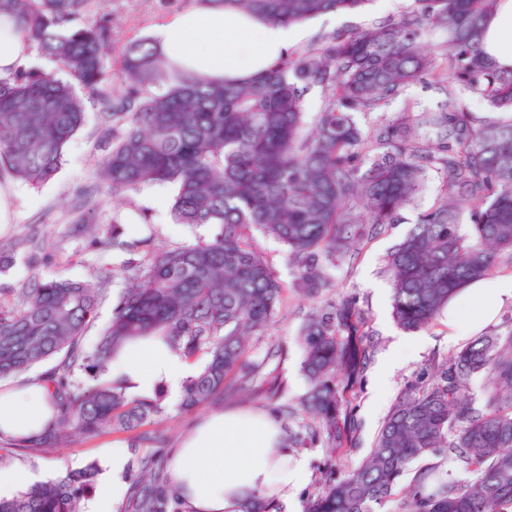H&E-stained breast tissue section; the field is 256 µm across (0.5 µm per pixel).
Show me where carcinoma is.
I'll use <instances>...</instances> for the list:
<instances>
[{
	"label": "carcinoma",
	"instance_id": "obj_1",
	"mask_svg": "<svg viewBox=\"0 0 512 512\" xmlns=\"http://www.w3.org/2000/svg\"><path fill=\"white\" fill-rule=\"evenodd\" d=\"M11 2L30 45L59 62L64 76L29 70L0 79V175L33 186L50 180L88 99L101 111L112 199L172 184L175 223L216 227L209 240L157 252L147 240H122L113 222L102 247L131 255L123 265L127 287L90 350L82 340L103 289L65 277L0 289V380L58 359L48 372L57 425L23 446L28 452L50 453L67 431H134L162 412L160 398L130 399L119 382L101 378L129 340L160 336L186 358L204 359L184 385V411L272 385L249 359L245 337L262 335L277 316L283 285L254 246L253 228L287 246L293 287L316 298L351 241L385 231L428 174H439L436 204L386 258L393 318L407 332L431 326L468 282L493 276L500 253L512 255V119L483 121L462 100L470 94L512 113V69L481 55L498 0H412L399 17L292 51L246 84L185 80L155 60L150 38L110 59L109 19L73 25L88 0ZM231 2L292 26L365 0ZM420 82L444 95L436 109L407 99L387 112ZM314 87L323 107L309 128L304 98ZM361 117L371 118L365 128ZM363 335L351 299L312 311L299 334L308 391L287 410L310 421L288 432V447L336 445V375L362 366L367 349L353 337ZM478 375L485 380L479 400L471 392ZM439 456L463 477L438 475L428 460ZM410 472L401 512H512V329L476 336L430 382L406 387L369 456L339 477L325 473L304 512H379ZM98 475L94 462L68 470L1 498L0 512H85ZM132 512H186L161 457L141 461ZM241 512L279 507L256 492Z\"/></svg>",
	"mask_w": 512,
	"mask_h": 512
}]
</instances>
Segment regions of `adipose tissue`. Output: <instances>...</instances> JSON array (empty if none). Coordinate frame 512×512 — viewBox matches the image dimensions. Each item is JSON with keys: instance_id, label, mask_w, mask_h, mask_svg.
<instances>
[{"instance_id": "ef3b65f1", "label": "adipose tissue", "mask_w": 512, "mask_h": 512, "mask_svg": "<svg viewBox=\"0 0 512 512\" xmlns=\"http://www.w3.org/2000/svg\"><path fill=\"white\" fill-rule=\"evenodd\" d=\"M304 37L301 26L269 23L227 0H193L156 27L153 41L161 65L187 77L241 83L267 71ZM484 55L497 67L512 68V0H500L485 24ZM31 46L10 0H0V77L22 69ZM512 305V273L469 282L445 313L449 343L474 335ZM196 363L153 338L126 344L106 374L123 379L132 398L160 391L180 396ZM53 420L45 382L0 383V440L36 441ZM174 487L191 512H240L253 490H272L288 499L304 464L283 446L282 424L268 411L217 410L198 420L169 451Z\"/></svg>"}]
</instances>
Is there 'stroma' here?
<instances>
[{
	"mask_svg": "<svg viewBox=\"0 0 512 512\" xmlns=\"http://www.w3.org/2000/svg\"><path fill=\"white\" fill-rule=\"evenodd\" d=\"M190 0H92L83 20L108 13L117 33L115 51L137 40L151 37L156 26L189 6ZM411 0H369L353 12L329 13L307 22L306 43L343 28H363L407 10ZM104 155L100 141V115L96 103H88L86 121L68 144L57 175L38 187L0 177V244L17 245L14 265L0 272V288H14L39 279L65 276L88 284L97 283L105 268L121 266L128 255L120 250L103 251L101 240L112 233L113 222L124 225L128 239L150 238L154 247L169 249L209 239L210 226L174 223L170 187H144L128 193L120 204L105 198L100 182V162ZM441 193V180L429 174L415 202L402 210L398 220L380 235L361 243L354 255L337 263L330 271L332 286L323 299L355 297L366 317L365 331L374 342L362 376L350 381L337 376L342 392V413L352 420L336 447L307 444L292 448V455L305 458L307 471L292 502L282 512H303L304 503L327 468L344 473L369 453L374 438L390 407L405 386L434 362L452 355L445 320L418 332L400 329L391 316V289L385 273V258L400 242L419 216L429 210ZM93 197L95 222L88 232L75 229V219L86 197ZM253 242L273 266L285 285L281 311L266 335L249 342L250 358L262 363V374L275 379L274 398L241 396L224 401V408L246 407L279 411L296 405L307 390L302 372L303 349L298 341L300 328L311 308L292 288L293 270L286 246L260 230H253ZM162 417L135 431H109L94 437H75L46 457L23 453L18 447L0 442V466L24 468L39 481L57 478L60 463L77 469L97 462L102 477H110L112 443L126 445L129 453L128 477H135L138 460L147 454L167 455L176 439L199 418L213 411V404L182 412L175 399H164Z\"/></svg>",
	"mask_w": 512,
	"mask_h": 512,
	"instance_id": "1",
	"label": "stroma"
}]
</instances>
